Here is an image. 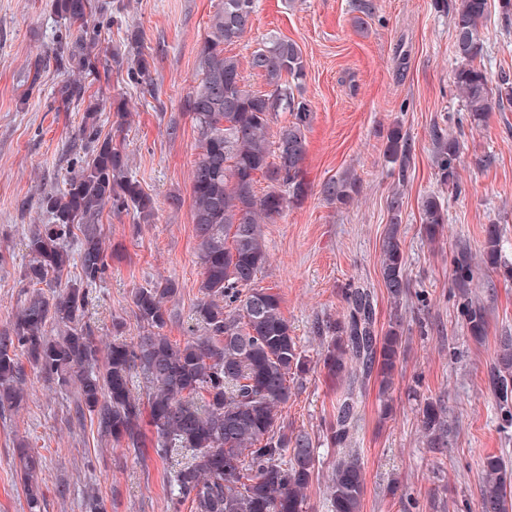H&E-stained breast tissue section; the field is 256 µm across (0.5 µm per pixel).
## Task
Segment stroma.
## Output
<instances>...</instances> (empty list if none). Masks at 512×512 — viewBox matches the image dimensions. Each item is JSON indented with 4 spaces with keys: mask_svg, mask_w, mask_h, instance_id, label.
<instances>
[{
    "mask_svg": "<svg viewBox=\"0 0 512 512\" xmlns=\"http://www.w3.org/2000/svg\"><path fill=\"white\" fill-rule=\"evenodd\" d=\"M123 2L126 24L142 30L153 60L155 93L136 90L123 68L111 69L86 93L127 98L130 120L115 139L158 210L148 224L137 223L130 210L104 213L111 271L91 287L84 321L101 343L111 342L116 320L124 324V339L136 340L143 327L134 292L171 277L180 292L163 332L179 343L202 279L190 182L198 135L188 99L199 82L197 48L221 0ZM360 2L256 0L251 30L231 47L245 60L270 36L294 41L306 62L303 95L312 106L303 163L307 190L264 225L270 260L256 280L280 297L305 361L281 410L282 422L322 444L342 385L319 362L317 328L343 316L346 289H371L378 328L399 319L406 332L392 411L382 415L378 387L369 385L355 434L367 481L362 512H476L485 457L499 456L512 467V427L503 426L485 383L499 337L512 334V281L487 268L475 281L472 296L485 305L489 322L478 341L459 317L450 263L459 241L480 253L490 224L499 225L501 258L512 263V111L471 125L452 83V17L435 9L434 0H372L368 13ZM51 4L0 0V327L29 293L25 242L33 225L45 221L40 195L60 188L83 154L78 129L84 108L54 95L66 71L50 61L38 86L28 78L37 52L66 33ZM485 34L483 63L490 76H512V26L503 27L498 7L490 9ZM172 123L179 128L174 139L167 134ZM437 125L460 142L461 192L438 181L432 137ZM396 127L411 144L403 183L386 158ZM488 155L493 161L487 166ZM332 178L355 183L350 202L323 196L322 186ZM397 189L405 196L398 238L411 284L398 304L383 285L380 264L389 229L387 199ZM430 193L440 195L448 209L444 233L433 243L419 219L420 201ZM25 375L24 407L0 414V512H30L13 457L21 440L43 458L40 512H85L91 495L106 512H169L167 465L153 452L150 427L142 429L140 449L114 443L91 422H71L73 389L30 367ZM429 398L444 410L447 447H427L420 432L419 409Z\"/></svg>",
    "mask_w": 512,
    "mask_h": 512,
    "instance_id": "35a3bbf8",
    "label": "stroma"
}]
</instances>
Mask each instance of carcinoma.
<instances>
[{
  "mask_svg": "<svg viewBox=\"0 0 512 512\" xmlns=\"http://www.w3.org/2000/svg\"><path fill=\"white\" fill-rule=\"evenodd\" d=\"M488 2L455 0L450 5L448 0H434L442 11L453 9V84L476 125L491 112L512 109V78L503 75L494 86L481 64ZM52 7L77 32L52 49L55 59L71 63L68 78L56 91L61 102L69 104L82 99V79L96 69V37L89 31L93 11L108 25L120 27L123 6L53 0ZM253 13L254 0H223L197 51L201 78L188 107L198 134L191 186L203 276L190 335L178 344L162 333L169 320L167 304L179 293L172 278L134 292L136 315L144 328L135 342L120 338L123 324L115 321V339L101 349L83 322L89 287L105 279L109 269L100 227L105 210L120 213L131 208L140 224L149 223L157 210L155 198L132 175L123 145L101 135L100 113L107 108L112 109L115 130L128 123L129 109L121 98L110 106L98 100L86 106L79 129L84 159L69 172L63 187L41 195L39 208L48 223L35 225L27 236L30 261L24 278L35 289L0 330V410L17 411L26 400L25 359L42 377L73 388L74 418L80 422L90 416L98 432L112 441L138 449L142 424L148 423L155 435L154 453L171 462L166 474L171 512H181L186 503L191 512H304L306 490L319 461L307 434L290 432L280 423L281 408L290 398L288 379L304 370L305 361L279 296L255 287L269 259L262 225L282 215L306 191L303 162L312 118L302 91L306 66L295 42L275 36L245 63L264 77L267 89L247 88L245 64L228 54L226 46L245 36ZM112 62L127 66L135 84L153 87L140 30L125 29ZM281 112L289 113L291 120L274 132L272 124ZM433 137L438 181L457 190L460 142L437 128ZM282 143L288 150L280 149ZM387 157L399 166V180L405 181L410 150L399 128L390 134ZM258 174L268 183L261 197L255 193ZM353 192V183L335 179L322 189L326 199L340 203L349 201ZM402 207L401 194H393L388 203L392 228L381 254L384 287L396 305L410 288L397 237ZM447 221L439 196L421 198L420 224L428 241L440 237ZM71 240L78 246L79 278L64 283ZM500 242L499 226L490 224L482 258L461 242L451 259L458 310L476 340L487 335L484 309L469 296L478 270L484 265L512 279V264L501 261ZM42 283L56 291L45 295L37 288ZM345 302L346 314L326 325L321 337L324 370L347 385L323 432L327 450L335 454L326 486L328 512H361L366 475L352 438L369 384L378 383L381 398L394 385L404 333L399 322L379 333L370 289H348ZM135 375L146 384L145 402L133 392ZM486 384L499 401L502 422L512 426V335L500 337ZM420 423L428 447L447 446L442 406L426 400ZM14 457L30 509L35 510L43 498L37 479L41 457L23 442L14 448ZM483 471L478 512H507L504 461L488 456Z\"/></svg>",
  "mask_w": 512,
  "mask_h": 512,
  "instance_id": "obj_1",
  "label": "carcinoma"
}]
</instances>
